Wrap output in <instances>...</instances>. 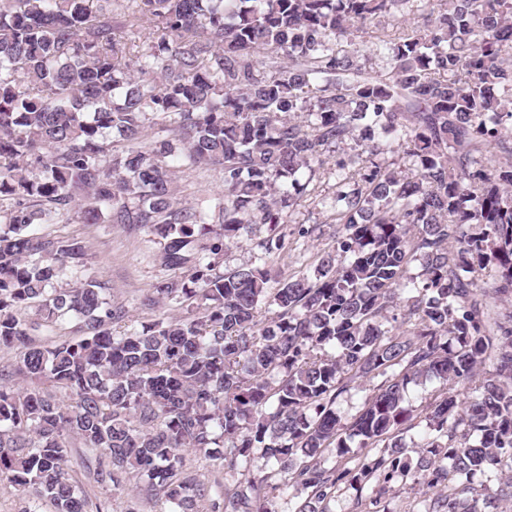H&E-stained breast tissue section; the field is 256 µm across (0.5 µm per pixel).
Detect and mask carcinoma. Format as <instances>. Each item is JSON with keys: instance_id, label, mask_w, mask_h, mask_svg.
Returning <instances> with one entry per match:
<instances>
[{"instance_id": "carcinoma-1", "label": "carcinoma", "mask_w": 512, "mask_h": 512, "mask_svg": "<svg viewBox=\"0 0 512 512\" xmlns=\"http://www.w3.org/2000/svg\"><path fill=\"white\" fill-rule=\"evenodd\" d=\"M212 168L223 189L187 199L183 177ZM77 189L83 223L158 240L171 274L149 302L177 314L138 329L97 277L58 286L85 246L32 226L68 223ZM304 194L336 229L313 272L283 278L269 259ZM5 200L0 478L21 512H88L72 448L123 512H268L291 484L309 491L294 512H328L377 472L444 512L512 499L511 476L474 482L512 470V312L489 303L512 297V0H0ZM263 227L259 263L223 269ZM378 377L343 423L339 396ZM431 378L449 388L414 463L406 392ZM355 441L372 463H318ZM187 452L240 480L203 483Z\"/></svg>"}]
</instances>
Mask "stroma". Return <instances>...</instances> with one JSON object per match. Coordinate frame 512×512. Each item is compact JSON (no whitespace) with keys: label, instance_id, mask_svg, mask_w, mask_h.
Listing matches in <instances>:
<instances>
[{"label":"stroma","instance_id":"35a3bbf8","mask_svg":"<svg viewBox=\"0 0 512 512\" xmlns=\"http://www.w3.org/2000/svg\"><path fill=\"white\" fill-rule=\"evenodd\" d=\"M297 217L313 226L315 233L309 239L289 240L287 248L275 256V267L284 275L310 270L319 246L329 242L334 231L326 222V212L311 199L302 200ZM37 231L82 240L90 273L107 283L113 300L126 307L134 325L173 315V307L149 302L153 285L165 270L158 245L144 232L113 224H84L76 217L67 224L38 225ZM433 508L432 497L412 483L382 484L375 478L360 492L350 483H341L329 503L330 512H432Z\"/></svg>","mask_w":512,"mask_h":512}]
</instances>
